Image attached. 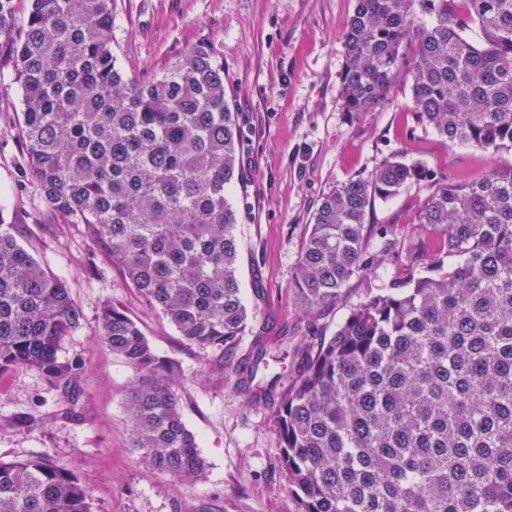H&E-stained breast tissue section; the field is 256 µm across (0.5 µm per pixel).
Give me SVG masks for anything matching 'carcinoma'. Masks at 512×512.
Here are the masks:
<instances>
[{
  "label": "carcinoma",
  "instance_id": "obj_1",
  "mask_svg": "<svg viewBox=\"0 0 512 512\" xmlns=\"http://www.w3.org/2000/svg\"><path fill=\"white\" fill-rule=\"evenodd\" d=\"M113 0H0V70L21 92L20 173L59 224L101 255L187 341L230 349L249 331L238 277L240 128L219 48L186 49L163 73L125 75ZM433 17L418 23L414 5ZM476 26L480 40L466 35ZM343 110L383 105L413 47L411 109L448 144L512 150V0H356L344 33ZM428 193L408 239L388 240L405 275L369 292L329 339L252 336L237 387L264 404L300 512H512V166L466 183L394 154L324 197L290 284L307 328L384 256L367 240L376 201ZM439 248L426 252L421 238ZM82 318L69 288L0 213V374L70 384L58 351ZM100 339L134 368L133 448L179 483L206 463L182 420L173 366L107 303ZM290 350V370H271ZM0 512H92L48 455L0 461Z\"/></svg>",
  "mask_w": 512,
  "mask_h": 512
}]
</instances>
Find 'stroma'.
Wrapping results in <instances>:
<instances>
[{"label": "stroma", "mask_w": 512, "mask_h": 512, "mask_svg": "<svg viewBox=\"0 0 512 512\" xmlns=\"http://www.w3.org/2000/svg\"><path fill=\"white\" fill-rule=\"evenodd\" d=\"M354 8L355 0L113 2L112 49L127 74L153 75L204 42L223 54L224 86L242 131L240 179L229 191L240 214L239 273L251 322L270 336L307 329L289 284L317 205L341 184L396 153L459 183L512 165L510 150L451 146L423 128L410 109L406 71L383 106L356 117L344 112V32ZM21 109L17 89L0 94V212L80 308L59 357L82 370L66 387L35 370L0 375V459L50 455L77 477L93 512H298L270 411L248 406L235 383L250 337L232 350L185 341L80 228L56 224L33 181L19 179ZM426 194L425 185H410L377 202L369 221L403 239ZM402 276L399 258L386 256L369 278L351 282L319 321V334L332 335L368 289L389 288ZM108 301L175 366L183 421L206 461L205 479L173 483L133 451L126 398L136 372L99 339Z\"/></svg>", "instance_id": "obj_1"}]
</instances>
